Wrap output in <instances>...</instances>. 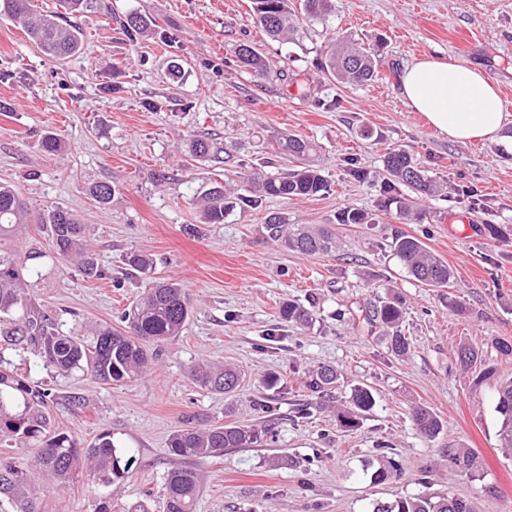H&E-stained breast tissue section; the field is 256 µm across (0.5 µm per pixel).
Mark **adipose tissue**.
Segmentation results:
<instances>
[{
	"instance_id": "1",
	"label": "adipose tissue",
	"mask_w": 512,
	"mask_h": 512,
	"mask_svg": "<svg viewBox=\"0 0 512 512\" xmlns=\"http://www.w3.org/2000/svg\"><path fill=\"white\" fill-rule=\"evenodd\" d=\"M400 93L440 135L458 144L499 138L504 101L486 72L427 55L404 68Z\"/></svg>"
}]
</instances>
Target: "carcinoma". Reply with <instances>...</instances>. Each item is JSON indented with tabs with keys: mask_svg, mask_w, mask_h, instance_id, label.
<instances>
[{
	"mask_svg": "<svg viewBox=\"0 0 512 512\" xmlns=\"http://www.w3.org/2000/svg\"><path fill=\"white\" fill-rule=\"evenodd\" d=\"M251 3L255 23L269 37L292 40L298 34L299 19L293 0H251ZM92 4L93 0H65V13L49 11L36 15L31 12L30 0H0V17L22 29L46 56L63 60L78 54L82 47L81 28L71 18L89 11ZM301 5L303 15L311 24L325 23L336 10V0H301ZM152 27L153 21L138 13L128 15L124 24L131 36L144 34ZM236 56L244 67L254 72L267 70L264 56L250 44H239ZM378 63L375 49L333 38L321 66L337 82L367 84L377 77ZM277 146L284 155L297 161L295 169L254 181L245 197L235 194L227 185L208 189L199 201L203 223H224V215L238 202L253 207L269 197H313L327 188L320 169L307 162L312 151L308 141L288 134L277 138ZM193 151L196 156L216 164L229 161L221 156L224 149L203 139L195 141ZM385 168L392 179L387 184L389 191L398 184L421 193L433 190V185L405 150L389 151ZM25 216V202L16 187L1 182L0 343L9 349L29 346L45 366L58 373L83 372L102 384L124 382L146 372L157 348L181 335L192 312L189 291L176 279H156L123 313V328L100 326L90 339L64 333L32 303L26 288L23 271L34 256L13 248ZM40 223L48 229L54 259L76 263L85 279L97 280L105 276L99 256L90 246L87 225L79 223L69 209L56 206ZM266 224L272 238L288 250L316 255L336 248V236L327 227L289 224L275 213L266 217ZM393 250L408 274L424 285L445 288L453 277L448 265L414 236L396 237ZM122 263L147 277L154 273L153 260L140 251L126 253ZM278 314L281 320L299 325H309L314 320L309 308L291 301L283 303ZM403 317L404 301L396 294L369 314L370 320L391 331L389 345L397 356H405L410 351L408 339L400 330ZM455 354L464 369L472 367L479 359V351L471 346L462 345ZM190 376L201 387L226 395L237 390L241 382L240 371L230 365L199 364L190 369ZM337 379L336 369L323 365L318 367L309 386L328 389L335 386ZM50 401L52 392L43 382L18 375L0 363V443H6L9 448L39 449L32 466L13 456L0 455V501L8 502L12 512H40V496L34 484L37 471L56 488L69 486L83 469L107 483L124 477L118 448L110 436L103 435L95 443L81 448L65 433L51 434ZM373 405L371 391L356 387L351 392L349 407L339 412L338 419L345 425H352L360 413ZM495 411L500 417L499 448L504 455L512 457V376L501 379L498 384ZM413 419L419 432L427 438L435 437L442 429L440 420L426 407L416 408ZM264 436L265 432L254 425L184 426L170 435L168 452L178 459L202 462L220 457L226 450L260 444ZM165 489L166 512H196L200 495L196 469L172 470ZM372 512H474V508L464 497L442 493L400 498L391 503L378 502Z\"/></svg>",
	"mask_w": 512,
	"mask_h": 512,
	"instance_id": "obj_1",
	"label": "carcinoma"
}]
</instances>
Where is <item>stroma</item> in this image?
Segmentation results:
<instances>
[{
    "mask_svg": "<svg viewBox=\"0 0 512 512\" xmlns=\"http://www.w3.org/2000/svg\"><path fill=\"white\" fill-rule=\"evenodd\" d=\"M79 18L82 49L65 61L45 56L10 22L0 20V181L26 199L30 224L20 246L45 251L40 214L63 206L88 224L107 278L83 280L75 266L42 264L29 292L59 330L88 335L119 325L149 287L121 262L130 250L150 254L156 276L181 281L195 298L181 336L160 351L146 374L100 384L76 372L59 375L30 350H6L19 372L44 381L56 399V431L89 445L104 434L122 446L128 471L103 482L79 473L67 488H45L42 512H122L149 497L165 510V479L179 467L167 442L185 421L199 425L269 426L266 442L236 448L199 464L197 512H371L374 503L452 492L477 512H512V458L498 448L496 388L512 375V0H336L327 25H303L296 42L274 40L256 25L250 0H96ZM152 18L146 36L130 37L131 13ZM379 48L375 82L350 86L320 69L330 36ZM259 45L269 68L258 76L235 56ZM486 70L508 112L496 141L449 142L400 95L402 70L426 54ZM293 134L314 147L328 183L322 195L236 206L223 223H203L196 203L212 184L277 175L293 166L274 138ZM54 135L56 153L42 140ZM211 138L235 157L232 169L195 157L192 142ZM408 151L440 185L432 196L409 186L394 195L415 201L406 220L386 201L385 154ZM362 176H354L351 163ZM111 184L100 205L92 184ZM369 224L337 223L344 209ZM332 224L336 252L307 257L270 239L265 218ZM418 237L453 273L448 287L409 276L392 251L398 235ZM405 302L406 356L388 348L367 314L386 292ZM293 301L315 319L300 328L280 320ZM468 343L480 363L460 370L455 346ZM198 362L233 363L244 381L227 396L201 389L187 375ZM336 367L332 407L308 386L318 365ZM375 404L357 426L337 411L355 386ZM85 396L73 411L69 395ZM268 398L273 414L255 410ZM423 405L442 423L431 439L411 412ZM469 449L474 468L451 451ZM397 464L398 480L377 483L379 461Z\"/></svg>",
    "mask_w": 512,
    "mask_h": 512,
    "instance_id": "1",
    "label": "stroma"
}]
</instances>
